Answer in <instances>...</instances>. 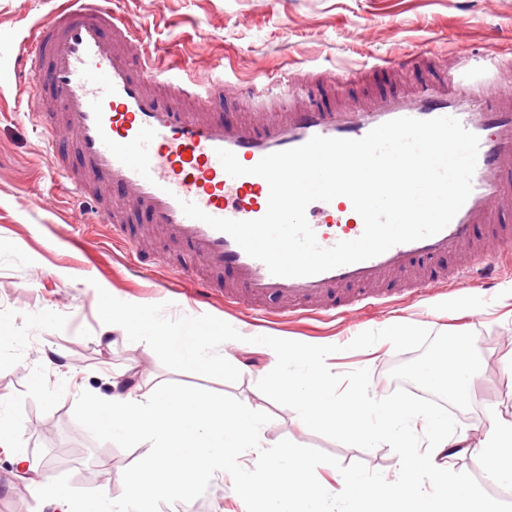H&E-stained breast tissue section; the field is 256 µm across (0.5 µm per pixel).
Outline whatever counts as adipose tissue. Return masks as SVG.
<instances>
[{
	"label": "adipose tissue",
	"instance_id": "obj_1",
	"mask_svg": "<svg viewBox=\"0 0 512 512\" xmlns=\"http://www.w3.org/2000/svg\"><path fill=\"white\" fill-rule=\"evenodd\" d=\"M272 364L283 392L312 423L330 424L368 448L380 439L413 451L410 463L394 478L342 479L337 490L320 480L321 462L296 453L268 452L261 438L262 420L250 407L209 400L191 391L156 392L140 385L116 386L110 399H84L89 420L108 418L123 438L148 444L151 454L142 478L126 480L115 504L90 512H143L148 500L189 505V481L202 472L227 470L239 495L257 496L260 512H502L481 495L470 477L453 470L451 459L469 454L486 482L512 481V419L490 412L479 448L466 450V433L454 420L436 418L403 401L370 394L363 385L338 390L327 367L330 348L300 355L273 347ZM422 380L451 397L474 393L477 360L474 346L432 361ZM251 455L265 480L254 485L249 473L227 468L229 451Z\"/></svg>",
	"mask_w": 512,
	"mask_h": 512
}]
</instances>
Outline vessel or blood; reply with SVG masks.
<instances>
[{"mask_svg":"<svg viewBox=\"0 0 512 512\" xmlns=\"http://www.w3.org/2000/svg\"><path fill=\"white\" fill-rule=\"evenodd\" d=\"M141 41L110 0H63L35 27L18 63L29 77L27 106L46 135L50 168L94 201L93 223L111 225L141 266L160 260L142 245L161 235L188 253L180 274L192 283L194 302L218 292L250 305L258 319L270 305L285 317L358 314L386 306L400 290L424 294L447 278L496 283L495 257L512 243V78L502 79L503 61L464 55L443 69L434 55L409 53L397 64L382 59L342 75L242 86L228 79L201 83L178 67H162L140 52ZM417 69L428 78L405 80ZM383 73L391 88L363 92ZM319 83L335 95L334 107L311 101L309 88ZM240 98L251 101V120H226L219 103ZM442 116L457 118L479 138L472 192L442 231L376 257L312 276H275L231 236L180 207L192 201L211 216L236 220L265 214L267 182L229 176L217 149L250 167L316 135L359 139L396 118ZM137 213L147 216V227L132 225ZM306 217L326 248L364 229L344 196L312 202Z\"/></svg>","mask_w":512,"mask_h":512,"instance_id":"b4317fda","label":"vessel or blood"}]
</instances>
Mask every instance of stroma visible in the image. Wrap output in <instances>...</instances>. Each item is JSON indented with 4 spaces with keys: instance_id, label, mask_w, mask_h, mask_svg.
<instances>
[{
    "instance_id": "35a3bbf8",
    "label": "stroma",
    "mask_w": 512,
    "mask_h": 512,
    "mask_svg": "<svg viewBox=\"0 0 512 512\" xmlns=\"http://www.w3.org/2000/svg\"><path fill=\"white\" fill-rule=\"evenodd\" d=\"M61 2L0 0V343L12 351L0 365V394L14 400L21 446L38 472L88 507L120 496L150 448L98 428L76 440L73 431L86 417L66 382L77 378L85 395L108 399L113 374L131 367L157 391L196 389L259 409L271 451L298 450L344 477L393 478L408 449L386 441L361 447L354 437L306 421L282 393L268 354L270 341L279 339L294 349L336 345L330 363L343 385L365 380L382 398L414 404L417 394L388 384L393 367L419 368L429 343L452 351L471 340L482 379L455 421L476 441L485 434V406L512 416V378L501 368L512 355V251L489 290L447 281L429 297L406 292L356 318L307 314L256 327L245 305L223 296L193 305L190 283L175 281L172 267L137 270L129 245L113 241L110 225L82 222L88 207L47 164L45 142L26 113V81L15 69L33 25ZM112 6L141 31L142 52L208 80L358 70L423 50L452 60L512 44V0H112ZM126 309L145 324L153 314L165 316L175 341L145 344L119 330L110 342L100 341L105 316ZM396 321L412 326V334L370 351L367 337ZM230 326L250 338L235 350L240 366L233 370L222 361ZM199 336L213 345L207 367L188 356ZM13 471L0 455V512H56L51 498L34 500ZM193 489L194 512H257L256 499L235 494L219 474L200 475Z\"/></svg>"
}]
</instances>
